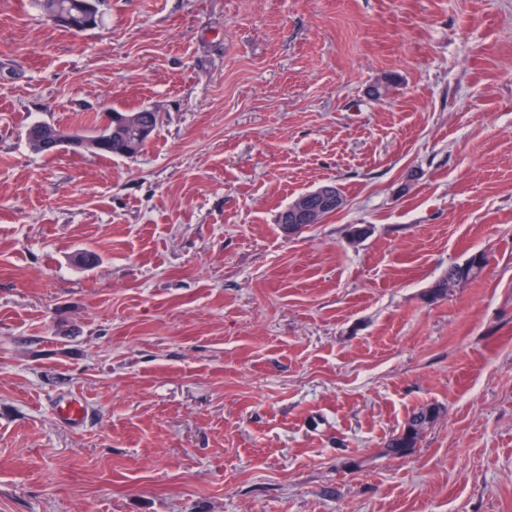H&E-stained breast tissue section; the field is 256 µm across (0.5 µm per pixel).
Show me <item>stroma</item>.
<instances>
[{"instance_id":"stroma-1","label":"stroma","mask_w":512,"mask_h":512,"mask_svg":"<svg viewBox=\"0 0 512 512\" xmlns=\"http://www.w3.org/2000/svg\"><path fill=\"white\" fill-rule=\"evenodd\" d=\"M0 512H512V0H0ZM75 8L80 12L81 17L78 20H74L59 11H54L48 14L52 22L57 26L67 27L71 31L80 32L86 28L97 25L95 22L96 5L94 0H78L74 3ZM139 111H145L140 112L145 116L148 121L153 125H145L141 122V119L138 114H127L120 112L116 109H110L107 111V113L112 112V114H109L106 116L104 123L99 128L98 131V137L95 140V144L98 147L110 145L113 143V138H116L117 132L120 130L125 129H136L137 130V145H145L150 140L154 128L157 126L158 120H157V113L152 112L147 109H142ZM115 115V116H114ZM123 115V116H121ZM112 116H114L112 120ZM120 116V117H117ZM117 139V138H116ZM120 144L113 145L109 148H102V149H92V152H96V154L102 155V156H118V157H124L120 153ZM34 124L28 127L26 130V140L29 148L36 154L50 155L51 153H57L65 148L75 151L78 149H84L87 146V140L81 137L79 134L65 130L60 127L55 128H43L41 130L43 135L42 146L47 149L50 153H47L44 149L40 148L38 141L35 140L33 130L39 125ZM336 188L335 184L326 183L298 196L288 205L282 217L279 215L282 231L285 233L288 231V228L282 224H294L293 226H299L304 230L312 224L323 223L329 215L341 209L344 199L338 194ZM294 233L295 230L291 229L290 232L288 231V236ZM486 264V254L484 252H478L471 255L465 263L448 267V271L433 283L429 290L430 294L435 299L447 296L449 293L453 292L456 276L466 281L473 280L479 276ZM464 280L458 281L456 288L462 287L464 285ZM55 414L66 426L79 429L87 422L89 409L82 399L69 396L58 403ZM439 415L440 409L433 404L420 406L408 417L401 431L393 434L384 443L382 453L395 458L407 457L417 447L422 433Z\"/></svg>"}]
</instances>
